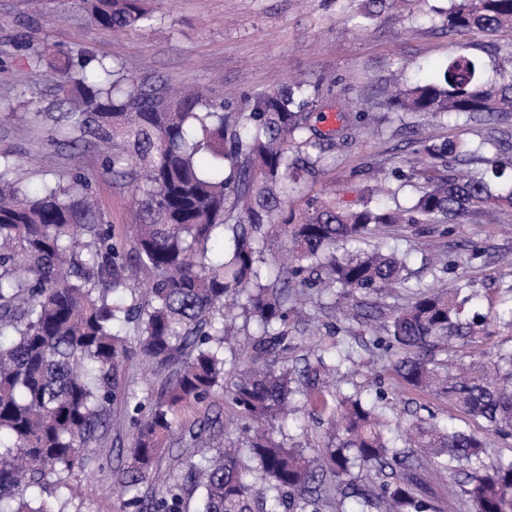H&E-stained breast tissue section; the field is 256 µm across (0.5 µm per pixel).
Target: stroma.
<instances>
[{"instance_id":"stroma-1","label":"stroma","mask_w":512,"mask_h":512,"mask_svg":"<svg viewBox=\"0 0 512 512\" xmlns=\"http://www.w3.org/2000/svg\"><path fill=\"white\" fill-rule=\"evenodd\" d=\"M436 0H398L382 11L369 27H359L355 15L360 0H154L164 25L115 35L92 27L77 0H0V67H9L13 81L0 85V101L12 100L19 87L29 97L49 106L53 98L34 67L25 43L28 37H45L58 49L92 47L98 54L121 60L130 73L160 79L174 85L192 83L219 91L225 100L279 85L296 73L321 80L325 101H343L347 111L368 112L370 125L351 131L337 141L321 181L314 182L288 201V208L302 214L308 199L328 194L353 203L364 186L369 167H398L410 148L412 136L428 143L454 140L485 144L486 156L512 163V112L491 119L433 121L413 114L398 120L380 106L386 82L430 77L449 57L464 54L481 65L484 78L497 79L501 69H512V28L488 35L477 30L442 31L429 19ZM49 124L40 119L16 124L0 121V155L14 159L35 158L26 181L37 185L72 171L89 176L101 209L115 239L129 235L131 191L100 177L102 156L95 147L73 152L51 138ZM394 248L407 256V287L382 297L385 312L407 304L408 287L448 284L473 290L469 314L483 320L474 343L457 351L439 353L441 362L483 361L499 350L512 348V325L496 320V311L512 306V208L489 217H473L443 229L439 224H403L369 238L365 249ZM480 250L470 258L466 248ZM452 260L450 269L436 264V257ZM309 319L297 341L294 358L307 357L335 335L352 331L367 336L361 324L344 321L338 314L308 301L303 311ZM336 384L343 391L352 385L381 388L401 421L411 420L420 408L437 418L448 412L447 398L408 388L390 363L374 361L354 371H341ZM132 435L121 407L112 410V428L99 447L89 449L97 467L91 475L75 471L68 477H52L50 497L56 512H129L125 498L113 483L114 470L127 461L126 447ZM89 480L83 499L69 501L66 483Z\"/></svg>"}]
</instances>
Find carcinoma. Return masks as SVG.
<instances>
[{"instance_id":"obj_1","label":"carcinoma","mask_w":512,"mask_h":512,"mask_svg":"<svg viewBox=\"0 0 512 512\" xmlns=\"http://www.w3.org/2000/svg\"><path fill=\"white\" fill-rule=\"evenodd\" d=\"M81 2L92 25L114 33L161 22L148 0ZM387 5L367 0L359 26ZM433 12L450 33L512 27V0H453ZM28 50L32 63L52 70L50 89L66 111L44 112L20 89L18 104L0 105V119L29 106L63 123L67 146L103 147L101 175L131 187L134 205L132 235L119 242L84 174L44 181L33 193L18 164L0 156V512H51L25 492L47 491L50 472L90 464L81 450L104 440L118 404L132 445L114 481L133 512H186L193 496L195 512H324L339 497L357 498L359 512H438L428 473L453 480L448 512H512V460L487 462V443L455 426L462 413L504 436L512 430V349L479 371L443 366L437 352L474 339L475 321L464 317L473 296L418 288L388 317L378 305L364 311L357 294L405 284L406 256L344 249L380 226L455 224L512 206V185L494 188L508 183L504 169L465 177L448 159L468 162L477 151L428 144L376 173L392 185L387 191L364 190L357 208L310 199L295 223L289 194L321 176L335 135L359 119L340 110L339 128L320 131L319 84L289 77L233 105L213 90L140 78L87 49L53 55L39 39ZM383 106L398 119L490 118L512 112V72L486 81L477 61L454 56L435 78L393 84ZM396 181L423 183L411 206L399 203ZM275 240L289 265L269 249ZM308 289L338 294L328 309L341 302L365 323L364 350L392 363L408 385L448 395L456 413L443 423L416 419L399 448L387 436V393H345L327 381L358 365L354 348L334 341L303 369L288 366L290 333L301 324L295 299ZM235 306L260 332L243 345L229 313ZM227 351L239 364L228 384ZM135 357L168 371L157 395L134 388ZM218 388L237 409L235 442L224 440L219 412L175 424L179 409L209 404ZM297 395L326 419L325 447L285 442ZM176 430L215 453L160 480L156 460Z\"/></svg>"}]
</instances>
